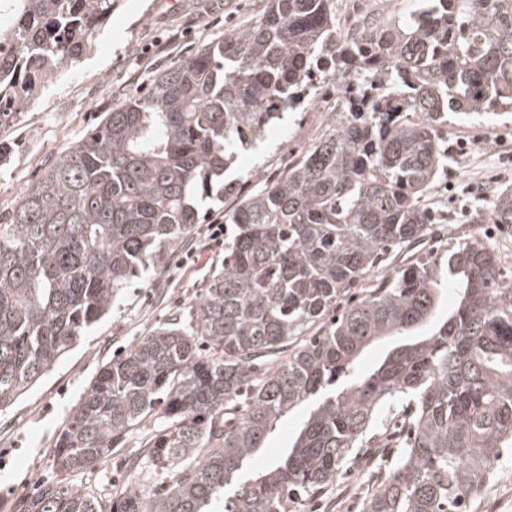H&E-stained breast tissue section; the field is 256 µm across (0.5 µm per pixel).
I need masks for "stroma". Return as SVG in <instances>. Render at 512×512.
Instances as JSON below:
<instances>
[{
  "label": "stroma",
  "mask_w": 512,
  "mask_h": 512,
  "mask_svg": "<svg viewBox=\"0 0 512 512\" xmlns=\"http://www.w3.org/2000/svg\"><path fill=\"white\" fill-rule=\"evenodd\" d=\"M268 0H117L109 29L74 69L57 73L31 110L0 124V140L13 152L0 166V212L10 210L47 160L66 152L103 113L147 87L169 66L178 65L200 43L218 41L242 23L259 17ZM415 0H336L337 33L363 17H402ZM347 116L343 91L322 89L304 107L285 113L243 151L228 179L242 192L257 191L263 180L282 173L329 129ZM450 150L448 170L426 197L445 231L469 227L474 210L494 191L512 187V116L484 122L451 120L442 129ZM233 198L211 204L205 221L177 248L163 273L137 279L111 312L13 407L0 412V512H16L38 483L55 477L53 454L70 412L98 369L127 351L142 336L177 316L194 325L201 285L224 266V249L209 237L223 223ZM142 432L113 455L102 471L78 478L80 488L125 491L139 481L128 459L141 451ZM366 487L363 474L343 479L311 502L306 512H349ZM470 512H512V452L498 477L472 501Z\"/></svg>",
  "instance_id": "stroma-1"
}]
</instances>
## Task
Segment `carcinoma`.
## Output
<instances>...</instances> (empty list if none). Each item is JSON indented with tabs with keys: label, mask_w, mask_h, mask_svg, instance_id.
Here are the masks:
<instances>
[{
	"label": "carcinoma",
	"mask_w": 512,
	"mask_h": 512,
	"mask_svg": "<svg viewBox=\"0 0 512 512\" xmlns=\"http://www.w3.org/2000/svg\"><path fill=\"white\" fill-rule=\"evenodd\" d=\"M115 0H14L0 22V121L81 64ZM353 93L349 116L288 170L224 212V269L196 325L159 324L105 363L73 408L21 512H305L336 485L383 415L360 512H467L512 448V279L478 233L393 254L435 233L423 198L448 165L441 128L512 112V0H418L404 18L336 37L333 0H271L104 113L0 214V411L112 308L161 272L237 192L239 150L296 109L318 75ZM475 224L512 230V190ZM455 304L442 312L448 292ZM387 341L372 369L362 352ZM284 455L253 475L302 405ZM146 482L94 494L68 478L102 468L145 420Z\"/></svg>",
	"instance_id": "1"
}]
</instances>
